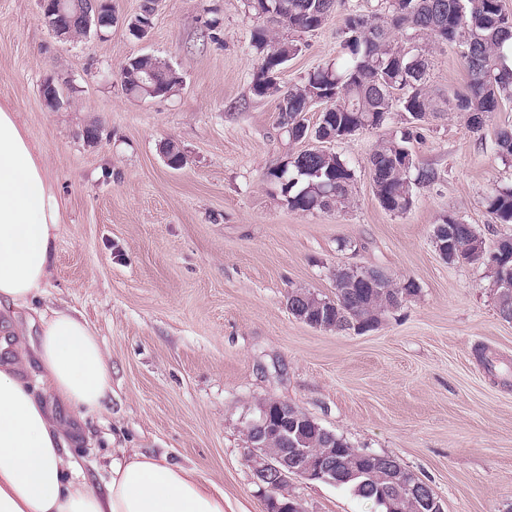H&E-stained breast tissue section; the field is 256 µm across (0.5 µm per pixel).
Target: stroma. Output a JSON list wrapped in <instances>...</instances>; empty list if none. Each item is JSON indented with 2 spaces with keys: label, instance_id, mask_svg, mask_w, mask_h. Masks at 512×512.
Returning <instances> with one entry per match:
<instances>
[{
  "label": "stroma",
  "instance_id": "stroma-1",
  "mask_svg": "<svg viewBox=\"0 0 512 512\" xmlns=\"http://www.w3.org/2000/svg\"><path fill=\"white\" fill-rule=\"evenodd\" d=\"M142 4L112 0L106 38L62 41L38 0H0V106L15 112L61 207L43 301L77 311L112 364L104 411L79 420L54 406L81 471L98 486L116 449L155 453L223 488L224 512H266L247 423L275 400L350 447L397 458L444 512H512V321L496 311L487 269L445 262L432 239L451 214L490 243L512 233L484 207L493 188L512 185V158L493 149L512 103L477 133L460 112L423 123L409 148L443 178L405 213L379 205L369 171L377 144L402 129L398 114L327 143L354 171L346 208L294 210L267 172L307 144L279 127L278 97L251 90L253 31L300 45L279 76L288 89L344 57L346 13L374 14L378 0H337L310 33L257 18L247 0H157L136 37L128 23ZM428 49L430 87H463L457 50ZM147 55L181 75L171 95L125 91L123 65ZM48 79L63 92L56 110L41 98ZM169 143L184 167L167 165ZM352 264L419 291L366 332L314 328L289 312L294 289L333 297L337 267ZM286 492L302 512H380L319 481L296 477Z\"/></svg>",
  "mask_w": 512,
  "mask_h": 512
}]
</instances>
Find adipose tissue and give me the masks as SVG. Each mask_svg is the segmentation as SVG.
<instances>
[{
    "label": "adipose tissue",
    "mask_w": 512,
    "mask_h": 512,
    "mask_svg": "<svg viewBox=\"0 0 512 512\" xmlns=\"http://www.w3.org/2000/svg\"><path fill=\"white\" fill-rule=\"evenodd\" d=\"M61 213L38 154L15 115L0 107V309L28 310L52 276ZM28 344L14 330L0 355V512H224V491L166 456L113 457L103 490L89 487L52 404L78 418L101 412L112 367L98 337L75 315L37 311ZM34 379H27L29 361Z\"/></svg>",
    "instance_id": "ef3b65f1"
}]
</instances>
